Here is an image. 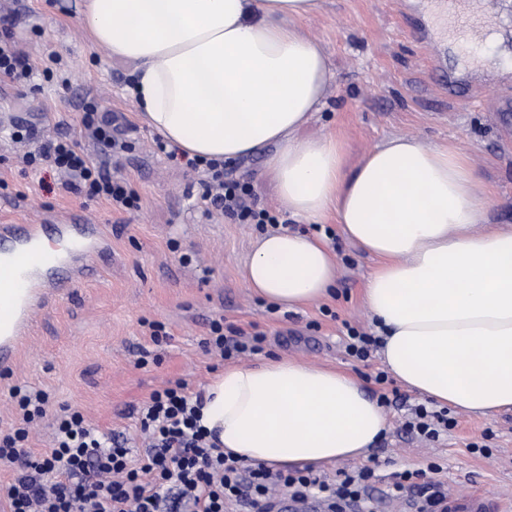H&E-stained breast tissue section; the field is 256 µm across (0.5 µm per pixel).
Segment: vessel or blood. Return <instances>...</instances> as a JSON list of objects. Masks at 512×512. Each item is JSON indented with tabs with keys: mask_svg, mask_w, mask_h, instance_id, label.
<instances>
[{
	"mask_svg": "<svg viewBox=\"0 0 512 512\" xmlns=\"http://www.w3.org/2000/svg\"><path fill=\"white\" fill-rule=\"evenodd\" d=\"M498 22L497 17L483 16L470 24L467 48L479 53L483 33ZM60 242L53 252H44L40 246L46 234L42 224L0 225V283L20 289L18 298L10 300L0 316V324L7 333L0 341V357L14 351L20 336L24 335L40 306V302L54 286V274L60 267H68L73 277H83L88 269L87 256L98 248L102 238L98 226L58 222L54 225ZM444 512H489V502L480 494L464 495L448 492L442 505Z\"/></svg>",
	"mask_w": 512,
	"mask_h": 512,
	"instance_id": "vessel-or-blood-1",
	"label": "vessel or blood"
}]
</instances>
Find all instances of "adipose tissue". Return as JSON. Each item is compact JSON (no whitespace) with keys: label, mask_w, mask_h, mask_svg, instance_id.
<instances>
[{"label":"adipose tissue","mask_w":512,"mask_h":512,"mask_svg":"<svg viewBox=\"0 0 512 512\" xmlns=\"http://www.w3.org/2000/svg\"><path fill=\"white\" fill-rule=\"evenodd\" d=\"M316 0H85L94 46L135 65L144 124L189 157L265 154L285 214L343 234L380 261L364 301L380 356L409 389L463 412L512 409V226L481 229L489 206L461 153L397 136L347 170L332 138L297 131L334 78L295 22ZM336 257L320 238H258L244 286L291 309L327 297ZM201 423L225 453L277 469L360 458L387 420L349 374L285 358L225 368Z\"/></svg>","instance_id":"obj_1"}]
</instances>
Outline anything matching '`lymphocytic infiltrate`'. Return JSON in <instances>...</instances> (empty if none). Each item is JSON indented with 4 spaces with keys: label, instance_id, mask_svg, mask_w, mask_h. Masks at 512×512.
<instances>
[{
    "label": "lymphocytic infiltrate",
    "instance_id": "f902f5d3",
    "mask_svg": "<svg viewBox=\"0 0 512 512\" xmlns=\"http://www.w3.org/2000/svg\"><path fill=\"white\" fill-rule=\"evenodd\" d=\"M23 162L50 164L69 178L71 189L105 199L115 210L137 205L135 192L108 177L76 141H51L26 154ZM186 165L206 173L202 199L208 206L239 224L278 225L276 215L258 207L250 183L225 177L223 163L192 158ZM264 341V334L214 320L202 346L231 360L262 352ZM12 396L20 425L0 434V470L14 474L6 488L10 512H231L235 507L274 512L278 490L295 500L319 501L327 512H365L367 507L375 477L369 467L331 479L310 466L275 471L225 455L201 424L203 394L188 393L180 380L154 391L140 410L138 423L147 444L136 456L119 435L99 432L80 412L66 408L54 420V446L32 454L24 448L29 425L44 415L49 396L41 389L19 387ZM456 425L448 410L418 404L402 429L435 442ZM442 470L439 461L430 459L425 467L393 473L386 495L411 501L416 512H439L446 494L437 479Z\"/></svg>",
    "mask_w": 512,
    "mask_h": 512
}]
</instances>
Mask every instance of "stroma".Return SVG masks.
<instances>
[{
    "label": "stroma",
    "mask_w": 512,
    "mask_h": 512,
    "mask_svg": "<svg viewBox=\"0 0 512 512\" xmlns=\"http://www.w3.org/2000/svg\"><path fill=\"white\" fill-rule=\"evenodd\" d=\"M298 21L301 34L319 42L336 77L318 112L302 129L305 138H336L346 163L356 166L375 146L393 136H412L429 146L459 150L476 170L477 191L489 196V223L512 225V24L498 31L479 58H468L449 38L454 22L440 0H317ZM83 0H0V38L12 35L34 72L24 87L0 82V123L19 122L37 131L25 143L0 134V225L36 223L66 216L96 224L108 239L94 253L90 272L61 280L42 300L26 336L12 357L0 362V433L17 423L10 392L33 387L49 395L44 417L30 428L28 447L38 454L54 445L53 420L61 409L80 411L104 433L120 434L128 447L143 438L139 409L151 393L175 381L205 391L225 362L201 345L215 318L260 332L262 353L334 367L376 387L366 374L381 358L363 366L342 345L346 324L368 325L362 290L377 267L375 258L346 239L328 213L322 226L337 256L331 297L282 310L254 297L243 284L245 264L262 229L216 214L205 216L200 198L204 173L169 160L155 146V133L141 121L127 87L131 64L95 48L82 21ZM99 116L129 122V149L106 162L108 175L128 182L138 210L112 211L102 200L65 192L51 167L35 171L22 156L43 136L71 138L93 157L99 147L81 134L86 105ZM263 156L226 164L225 173L253 181L260 207L278 212L270 179H259ZM162 322L166 342L149 337V322ZM147 366H139L140 358ZM387 408L389 428L363 465L376 468L375 497H383L392 472L415 468L430 457L447 465L443 481L512 497V412L481 416L456 412L458 425L442 441L422 443L400 429L418 394L399 387ZM485 437L489 456L469 445Z\"/></svg>",
    "instance_id": "stroma-1"
}]
</instances>
